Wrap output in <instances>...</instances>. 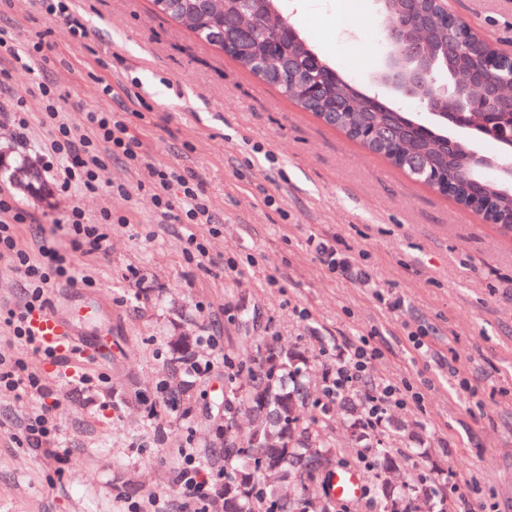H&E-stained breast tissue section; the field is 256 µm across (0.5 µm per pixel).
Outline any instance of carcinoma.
<instances>
[{
    "label": "carcinoma",
    "mask_w": 512,
    "mask_h": 512,
    "mask_svg": "<svg viewBox=\"0 0 512 512\" xmlns=\"http://www.w3.org/2000/svg\"><path fill=\"white\" fill-rule=\"evenodd\" d=\"M280 0H224L213 12L209 0H152L156 14L169 18L198 38L231 56L242 68L277 87L303 110L342 131L371 153L387 160L415 180L466 206L479 194L496 226L512 230V188L483 174L484 155H473L468 141L452 139L416 121L407 112L364 102L360 112L348 104L364 96L353 82L331 67L302 33L274 32L267 19L279 13ZM396 30L410 49L424 34L431 44L438 69L450 73L467 69L486 81V60L495 51L488 40L448 16L432 0H386L380 30ZM11 179L24 190L39 193L46 185L30 162L13 168ZM199 340L172 336L168 341L171 371L181 377L167 387L172 401H180L192 387L189 375L197 358ZM252 363L248 382L240 388L224 386V447L205 448L211 467L224 469V486L213 498L217 512H335L330 498V471L340 460L330 433L336 428L329 404L313 398L304 352L295 345L276 344ZM366 395L351 389L336 398L343 425L360 453L376 461L374 494L381 512H412L416 484L398 482L393 475L406 461L422 454L419 448H389L376 427L363 419ZM427 512H448V486L432 485L423 497Z\"/></svg>",
    "instance_id": "cac0c4a2"
}]
</instances>
